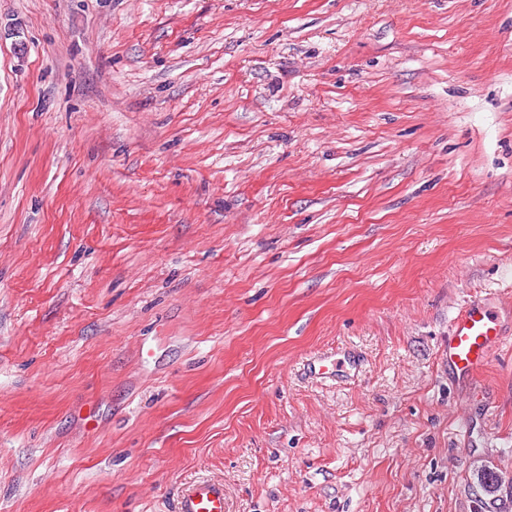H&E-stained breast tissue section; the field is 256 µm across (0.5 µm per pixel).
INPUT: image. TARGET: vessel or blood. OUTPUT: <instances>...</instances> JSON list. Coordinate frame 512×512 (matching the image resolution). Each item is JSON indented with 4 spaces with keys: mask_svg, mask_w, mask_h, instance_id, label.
I'll list each match as a JSON object with an SVG mask.
<instances>
[{
    "mask_svg": "<svg viewBox=\"0 0 512 512\" xmlns=\"http://www.w3.org/2000/svg\"><path fill=\"white\" fill-rule=\"evenodd\" d=\"M503 343L499 308L475 301L462 304L451 320L445 356L449 371L461 381L484 369ZM177 512H224V490L208 481L184 494Z\"/></svg>",
    "mask_w": 512,
    "mask_h": 512,
    "instance_id": "1",
    "label": "vessel or blood"
}]
</instances>
